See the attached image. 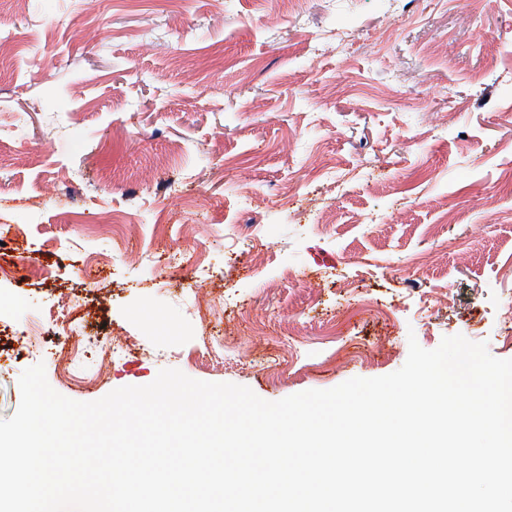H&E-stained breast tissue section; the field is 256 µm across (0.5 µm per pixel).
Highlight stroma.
Instances as JSON below:
<instances>
[{"label":"stroma","mask_w":512,"mask_h":512,"mask_svg":"<svg viewBox=\"0 0 512 512\" xmlns=\"http://www.w3.org/2000/svg\"><path fill=\"white\" fill-rule=\"evenodd\" d=\"M1 26L0 419L39 363L81 402L167 368L277 401L412 337L512 359V0H0Z\"/></svg>","instance_id":"obj_1"}]
</instances>
